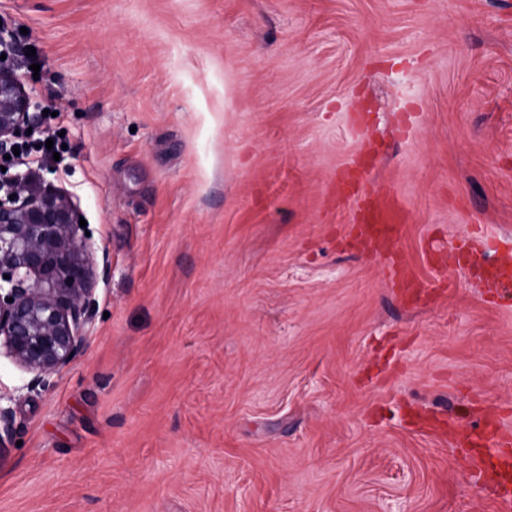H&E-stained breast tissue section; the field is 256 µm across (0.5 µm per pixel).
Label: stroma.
<instances>
[{
  "label": "stroma",
  "instance_id": "35a3bbf8",
  "mask_svg": "<svg viewBox=\"0 0 512 512\" xmlns=\"http://www.w3.org/2000/svg\"><path fill=\"white\" fill-rule=\"evenodd\" d=\"M0 28L108 262L52 387L0 358V512H498L448 431L512 432V294L450 246L512 235V0H0ZM355 157L418 300L351 234ZM2 399L11 401L12 395H2L0 391V457L2 449L14 445L17 437L12 409L9 406L2 407Z\"/></svg>",
  "mask_w": 512,
  "mask_h": 512
}]
</instances>
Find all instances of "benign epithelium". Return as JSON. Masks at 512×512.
Returning a JSON list of instances; mask_svg holds the SVG:
<instances>
[{
    "mask_svg": "<svg viewBox=\"0 0 512 512\" xmlns=\"http://www.w3.org/2000/svg\"><path fill=\"white\" fill-rule=\"evenodd\" d=\"M39 111L11 59H0V355L30 375L28 391L50 388L80 355L97 306L79 207L5 159ZM16 437L12 409L0 406V450Z\"/></svg>",
    "mask_w": 512,
    "mask_h": 512,
    "instance_id": "benign-epithelium-1",
    "label": "benign epithelium"
}]
</instances>
